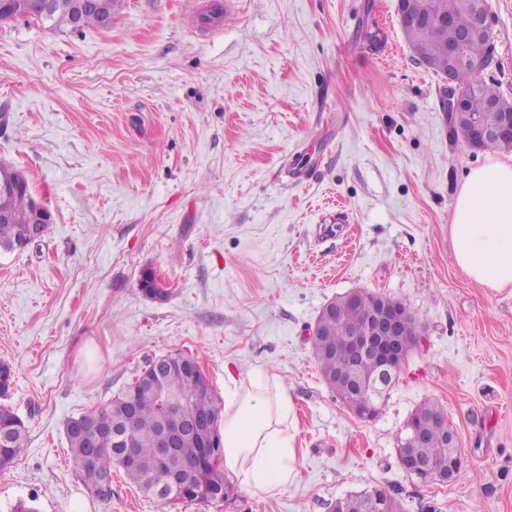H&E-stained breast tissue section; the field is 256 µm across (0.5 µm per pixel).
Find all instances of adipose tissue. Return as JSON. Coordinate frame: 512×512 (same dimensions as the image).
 <instances>
[{
    "label": "adipose tissue",
    "instance_id": "adipose-tissue-1",
    "mask_svg": "<svg viewBox=\"0 0 512 512\" xmlns=\"http://www.w3.org/2000/svg\"><path fill=\"white\" fill-rule=\"evenodd\" d=\"M458 267L490 288H512V156H490L464 176L450 228ZM293 404L262 374L226 375L222 430L225 471L272 494L293 474Z\"/></svg>",
    "mask_w": 512,
    "mask_h": 512
}]
</instances>
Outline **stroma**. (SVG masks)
Listing matches in <instances>:
<instances>
[{
    "label": "stroma",
    "instance_id": "stroma-1",
    "mask_svg": "<svg viewBox=\"0 0 512 512\" xmlns=\"http://www.w3.org/2000/svg\"><path fill=\"white\" fill-rule=\"evenodd\" d=\"M512 98V0H488ZM374 23L372 45L357 32ZM443 77L397 0H124L107 28L0 21V162L52 213L0 252V360L27 428L0 469V512H156L122 469L102 500L75 475L68 421L163 355L275 376L294 405L295 475L270 495L175 512H329L379 487L400 512H512V288L467 277L450 241L457 191L486 153L452 138ZM155 270L166 300L139 288ZM354 289L405 303L424 334L371 421L323 382L309 329ZM437 404L463 459L421 483L396 441Z\"/></svg>",
    "mask_w": 512,
    "mask_h": 512
}]
</instances>
